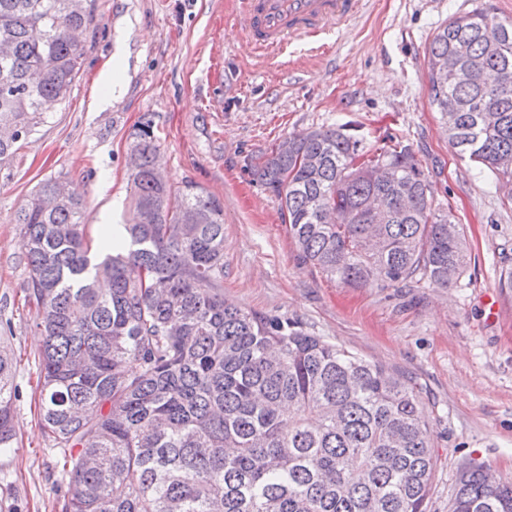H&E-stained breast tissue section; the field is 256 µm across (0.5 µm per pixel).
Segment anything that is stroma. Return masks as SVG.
Returning <instances> with one entry per match:
<instances>
[{"label":"stroma","mask_w":512,"mask_h":512,"mask_svg":"<svg viewBox=\"0 0 512 512\" xmlns=\"http://www.w3.org/2000/svg\"><path fill=\"white\" fill-rule=\"evenodd\" d=\"M485 4L512 17V0H363L322 41L266 58L233 0H95L77 33L84 54L69 98L0 162V341L18 360V446L0 456V512H58L65 493L37 422L40 336L16 214L60 177L84 195L91 232L132 223L127 143L144 117L169 182H195L224 202L226 302L287 315L415 384L437 457L427 512H448L466 466L512 482V290L499 285L512 267V205L449 144L425 56L440 28ZM339 125L369 146L390 134L411 146L435 203L466 231L471 263L457 285L344 288L301 264L278 198L246 163Z\"/></svg>","instance_id":"stroma-1"}]
</instances>
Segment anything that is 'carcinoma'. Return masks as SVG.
<instances>
[{"label": "carcinoma", "instance_id": "cac0c4a2", "mask_svg": "<svg viewBox=\"0 0 512 512\" xmlns=\"http://www.w3.org/2000/svg\"><path fill=\"white\" fill-rule=\"evenodd\" d=\"M93 11L92 0H0V161L43 122V102L69 96L83 57L72 33ZM428 68L452 147L512 203V168L498 164L512 155V18H454ZM131 138L140 218L122 239L93 249L85 199L58 195L57 178L16 217L61 512H427L437 458L416 387L286 315L225 303L223 202L156 175L150 120ZM379 163L384 183L369 174ZM247 167L279 198L301 262L342 286L448 288L468 267L463 225L393 136L368 148L344 126L313 130ZM16 365L0 343V454L18 447ZM448 509L512 512V482L471 466Z\"/></svg>", "mask_w": 512, "mask_h": 512}]
</instances>
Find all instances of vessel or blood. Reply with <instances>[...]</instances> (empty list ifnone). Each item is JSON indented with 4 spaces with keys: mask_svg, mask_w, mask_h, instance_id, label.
Wrapping results in <instances>:
<instances>
[{
    "mask_svg": "<svg viewBox=\"0 0 512 512\" xmlns=\"http://www.w3.org/2000/svg\"><path fill=\"white\" fill-rule=\"evenodd\" d=\"M237 5L247 20L251 44L279 55L296 40L319 42L348 22L361 0H237Z\"/></svg>",
    "mask_w": 512,
    "mask_h": 512,
    "instance_id": "b4317fda",
    "label": "vessel or blood"
}]
</instances>
